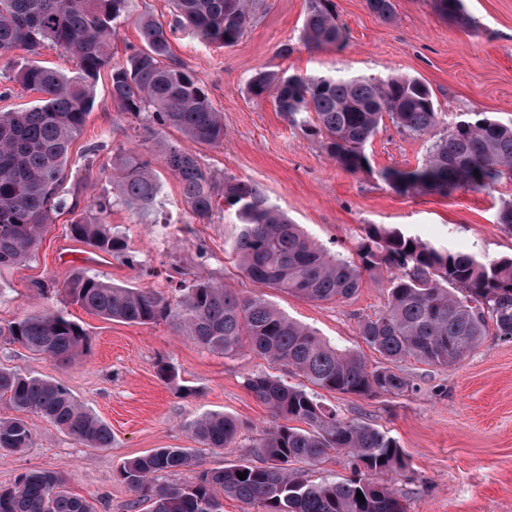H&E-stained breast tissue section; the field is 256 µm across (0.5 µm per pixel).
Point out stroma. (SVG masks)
Returning <instances> with one entry per match:
<instances>
[{
    "mask_svg": "<svg viewBox=\"0 0 512 512\" xmlns=\"http://www.w3.org/2000/svg\"><path fill=\"white\" fill-rule=\"evenodd\" d=\"M344 43L314 49L302 39L308 0H260L243 36L233 45L199 41L187 31L171 39L172 55L207 88L224 121V140L193 151L216 180L236 178L253 185L328 251L355 258L370 226L398 227L423 240L495 259L512 256V234L497 222L512 202V180L443 195H400L383 180L388 168L416 167L432 141L402 133L385 123L366 145L370 166L349 173L333 160L320 137L304 134L275 108L271 98L252 96L255 72L285 75L348 74L385 79L412 77L427 84L439 112L438 135H445L470 112H487L512 122V0H465L472 24L461 27L436 11L434 0H394L396 18L375 16L366 0H332ZM39 63L75 74L76 63L59 48L38 54L18 49L0 57V112L38 105L41 95L13 79L23 65ZM136 154L153 168L162 163L149 150L144 132L112 100L109 72H102L95 100L81 133L71 145L67 188L83 197H112L113 168ZM158 223L112 208L109 224L125 235L138 263L104 257L86 264L80 257L60 263L69 242L71 213L53 217L37 253L28 261L0 267V326L35 309L64 310L88 335L89 348L69 365L0 339V368L22 376L61 380L75 398L112 430L108 448H88L36 413L27 414L33 444L0 460V486L18 475L47 469L63 475L69 490L87 499L95 512H147L122 482L128 459L158 448H189L199 467L162 474L164 483L194 481L198 468L248 463L264 465L256 441L277 420L244 385L248 377L269 373L301 384L286 367L270 364L244 348L224 355L180 335L172 321L148 325L109 321L71 303L67 281L91 270L101 278L132 287L171 289L175 272L187 279L221 281L245 295L266 299L293 320L315 330L337 347L359 354L368 367L383 359L359 334L362 319L387 305L390 275L364 273L358 291L345 301L313 302L273 289H260L238 269L232 256L231 210L199 222L184 207L181 188L162 174ZM170 363L177 376L158 378V362ZM410 388L394 397H362L322 391V401L340 418L388 432L407 454L405 469L377 475L406 512H512V341L494 334L459 363L439 367L413 359L401 363ZM208 413L237 418L241 434L234 447L212 449L188 429Z\"/></svg>",
    "mask_w": 512,
    "mask_h": 512,
    "instance_id": "stroma-1",
    "label": "stroma"
}]
</instances>
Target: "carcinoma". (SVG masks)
Masks as SVG:
<instances>
[{
    "label": "carcinoma",
    "mask_w": 512,
    "mask_h": 512,
    "mask_svg": "<svg viewBox=\"0 0 512 512\" xmlns=\"http://www.w3.org/2000/svg\"><path fill=\"white\" fill-rule=\"evenodd\" d=\"M175 18L164 26L147 14L135 19L143 47L126 62L111 64L110 47L119 25L130 19L132 0H0V56L17 49L37 53L46 45L65 51L78 71L30 64L15 80L43 99L25 111L0 112V266L21 263L38 250L53 215L76 214L70 237L101 255L135 264L125 237L105 222L111 204L89 201L64 187L71 143L91 109L96 81L110 71L112 101L120 113L148 122L146 141L162 147V161L179 182L188 212L204 222L220 204L234 211L238 232L232 252L252 281L310 301L345 300L360 288L363 273H391L385 310L363 319L359 333L384 364L370 369L356 354L342 351L311 329L289 319L261 295L242 296L222 282L186 281L177 298L153 287L132 288L80 272L66 284L70 300L107 320L149 324L171 319L200 346L234 353L242 337L264 358L292 368L322 390L360 396H400L409 381L399 363L413 358L450 366L477 346L488 327L512 339V257L478 259L423 241L397 228L371 226L359 243V261L332 254L310 240L288 215L249 183L219 184L197 156L162 141L173 128L195 144L224 139L222 116L211 105L200 79L172 59L170 34L189 29L201 41L234 44L251 18L254 0H173ZM385 21L395 17L393 0H366ZM437 11L468 27L463 0H435ZM314 48L339 45L345 32L329 0H308L303 27ZM256 98L273 96L278 111L319 136L329 156L350 172L368 164L365 147L384 119L401 132L431 136L438 124L430 88L418 79L362 76L287 77L260 71L249 82ZM479 175H474V172ZM381 177L398 194H441L462 187L484 188L512 179V125L483 112L460 120L431 144L413 169H386ZM113 184L118 202L141 216L155 213L161 183L149 163L122 158ZM414 250H407L408 245ZM0 337L61 364L74 362L87 345L84 329L62 310L44 309L0 328ZM246 387L284 423L268 430L256 447L265 466L234 464L205 469L186 485H158L155 478L196 464L188 448H158L124 462L119 475L149 512H224L234 498L257 512H405L400 499L372 477L406 467V452L388 433L344 421L311 389L267 374L246 379ZM0 399L19 412H34L90 448H107L111 428L83 407L62 382L0 369ZM208 448H229L239 424L224 414H207L189 425ZM32 443L20 416L0 419V458ZM330 449L350 457L352 473L338 481H310L293 468L313 463ZM248 472L246 479L237 477ZM362 493L364 500L357 499ZM0 512H94L72 494L54 471L20 474L0 488Z\"/></svg>",
    "instance_id": "1"
}]
</instances>
